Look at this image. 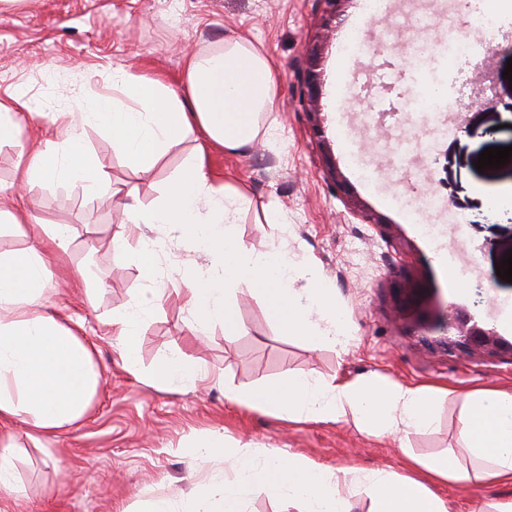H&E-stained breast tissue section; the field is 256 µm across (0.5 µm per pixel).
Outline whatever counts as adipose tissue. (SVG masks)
<instances>
[{"mask_svg": "<svg viewBox=\"0 0 512 512\" xmlns=\"http://www.w3.org/2000/svg\"><path fill=\"white\" fill-rule=\"evenodd\" d=\"M113 80L123 98H97L71 114L58 140L32 147L20 163L18 181L0 187V218H14L25 195L38 185L64 183L89 194L111 187L109 173L84 145L87 128L100 129L115 153L136 173L147 175L172 145L195 131L228 152L251 145L261 132V114L273 107L276 87L269 58L240 36L225 40L219 50L189 58L184 94L127 71L117 72ZM243 200V195L214 186L203 155L196 154L169 181L157 204H125V218L110 245L117 257L138 268L141 286L124 309L113 313L108 326L131 375H148L170 389L192 386L206 370L178 350L143 372L141 326L174 300L187 310L191 333L220 324L225 338H233L239 331L234 294L240 284L265 300L280 335L346 348V315L314 262L279 250L257 252L236 236ZM172 231L207 262L168 286L158 281L157 264L163 236ZM73 234L68 224H31L26 248L0 252V422L25 423L40 436L57 434L78 421L97 381L90 344L45 298L52 279L49 250L65 248ZM445 395L442 389L383 378L355 385L288 375L230 392L229 398L291 420H349L370 435L402 438L431 429L435 404ZM462 403L458 438L479 460L478 469H464L444 454L421 461V480L382 472L362 476L353 467L328 468L291 454L273 453L261 460L249 444L228 449L223 434L213 433L193 443L194 462L200 466L224 455L231 474L200 488L183 512H243L245 498L256 492L288 501L296 512H348L338 488L356 480L371 500V512H450L432 483L512 484V390L480 388Z\"/></svg>", "mask_w": 512, "mask_h": 512, "instance_id": "1", "label": "adipose tissue"}]
</instances>
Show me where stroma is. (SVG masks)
I'll list each match as a JSON object with an SVG mask.
<instances>
[{
	"label": "stroma",
	"mask_w": 512,
	"mask_h": 512,
	"mask_svg": "<svg viewBox=\"0 0 512 512\" xmlns=\"http://www.w3.org/2000/svg\"><path fill=\"white\" fill-rule=\"evenodd\" d=\"M326 8L324 0H0V98L15 93L49 103L52 112H79L94 99L115 96L112 74L125 69L160 78L182 92L189 56L220 49L241 36L265 53L277 71L274 105L263 117L272 133L256 139L244 153L206 150L215 185L247 199L235 226L249 248H273L312 259L347 316L350 341L345 351L279 335L258 295L239 286L235 302L241 332L225 342L221 325L190 335L188 314L169 302L141 328L139 359L151 369L158 358L183 351L204 366L209 378L179 392L138 379L124 368L107 322L125 308L140 284L139 271L114 255L113 230L128 200L148 206L197 147L188 136L172 147L147 176L135 173L115 154L106 135L86 131L85 145L112 180V193L87 197L63 183L35 187L29 210L44 224H71L77 234L51 266L55 288L49 301L61 315L82 323V336L95 349L99 383L85 417L34 446L22 425L9 429L17 438L14 465L19 495L0 491V512H146L163 498L174 508L197 487L224 474L223 458L197 472L189 468V447L219 430L226 447L250 443L258 455L292 453L330 466L363 472L418 476L413 457L454 451L464 467L472 457L458 441L460 397L476 388L512 389V354L478 358L451 355L422 340L409 320L393 311L391 277L404 273L439 305L472 309L479 325L497 328L512 341L501 318L512 312V283L496 270L512 251V215H491L492 193L512 186V159L498 168L475 169L489 147L512 146V81L504 79L512 58V33L487 30L476 22L478 0H390L388 13L346 31L358 12L350 0L344 28L330 32L323 58L318 102L325 129L317 138L302 102L306 42L314 40ZM479 47L484 70L464 60L437 57L433 68L447 97L465 95L471 106L443 137L424 118L401 112L405 82H394L387 97L398 114L383 127H362L371 94L360 84L336 87L338 44L354 35L372 49L354 62L355 71L377 64H403L420 36L441 42L447 28ZM491 86L493 105L475 101ZM340 107H333V100ZM22 133L0 142V184L18 177L21 153L32 143L52 140L49 119L22 118ZM335 161L354 196L337 188L328 173ZM276 207L285 227L277 233L265 222ZM387 217L374 224L369 213ZM435 224L441 245H459L471 269L470 287L448 290L433 250L419 224ZM177 233H170L161 255L163 282L180 279L205 264ZM84 269L91 292L68 284ZM318 380L361 383L382 376L406 386H437L451 394L440 402L434 429L410 434L406 442L374 437L345 422H291L271 413L231 403L227 394L286 374ZM435 492L451 512L512 501L511 485L464 486L438 483Z\"/></svg>",
	"instance_id": "stroma-1"
}]
</instances>
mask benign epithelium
I'll return each instance as SVG.
<instances>
[{
	"mask_svg": "<svg viewBox=\"0 0 512 512\" xmlns=\"http://www.w3.org/2000/svg\"><path fill=\"white\" fill-rule=\"evenodd\" d=\"M321 48L314 45L308 49V69L306 71V100L308 113L318 137H325L321 125L320 112L316 102L321 81ZM391 290L401 310L411 314L414 322L424 326L431 319L437 321L443 333L448 335L445 344L448 350H457L464 354L482 350H507L512 353V342L498 337L492 329L479 326L474 316L466 310L450 303L447 309L438 312L430 307L424 291L407 278L396 277L391 280Z\"/></svg>",
	"mask_w": 512,
	"mask_h": 512,
	"instance_id": "obj_1",
	"label": "benign epithelium"
}]
</instances>
